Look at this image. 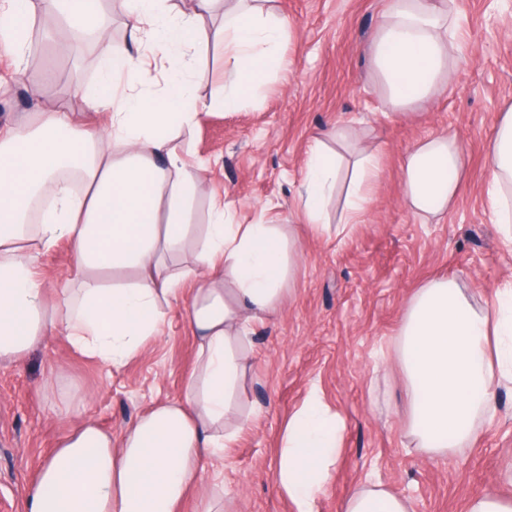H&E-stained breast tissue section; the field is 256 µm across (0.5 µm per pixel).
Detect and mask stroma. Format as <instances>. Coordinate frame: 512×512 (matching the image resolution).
<instances>
[{
    "label": "stroma",
    "instance_id": "35a3bbf8",
    "mask_svg": "<svg viewBox=\"0 0 512 512\" xmlns=\"http://www.w3.org/2000/svg\"><path fill=\"white\" fill-rule=\"evenodd\" d=\"M459 26L449 76L429 101L394 113L368 47L389 0H271L288 22L283 65L234 112L203 113L188 143L189 163L206 183L195 221L207 223L212 198L229 203L239 224L296 228L291 280L271 320L255 323L243 402L260 413L204 478L224 488L231 512H293L275 487L276 451L288 417L310 388L344 424L336 469L319 512H338L357 484L378 482L408 498L413 512H466L476 494L512 496L502 471L512 464V387L498 389L499 415L477 443L441 461L412 451L397 342L405 303L437 276L456 277L478 302L512 283V252L494 223L484 172L487 145L512 110V0H447ZM103 43L73 60L57 46H28L31 70L73 71L94 86ZM205 72L194 92L224 90V52L211 43L196 59ZM53 80H12L0 60V122L57 104ZM347 126L345 159L378 153L382 172L361 223L339 236L310 226L298 203L316 136ZM454 135L466 155L456 200L426 218L403 200V163L417 142ZM72 257L59 242L36 262L59 300ZM196 344L185 304L173 305L164 336L115 369L50 337L22 368L0 367V512H24L35 471L54 448L66 407L120 434L153 402L178 400L194 368Z\"/></svg>",
    "mask_w": 512,
    "mask_h": 512
}]
</instances>
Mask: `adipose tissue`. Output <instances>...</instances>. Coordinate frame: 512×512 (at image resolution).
<instances>
[{"label":"adipose tissue","instance_id":"adipose-tissue-1","mask_svg":"<svg viewBox=\"0 0 512 512\" xmlns=\"http://www.w3.org/2000/svg\"><path fill=\"white\" fill-rule=\"evenodd\" d=\"M178 14L168 0H120L130 43H110L103 0H0V52L24 61L34 20L66 21L108 42L102 76L80 89L82 113L51 108L0 126V366H21L48 336L118 368L161 336L173 303L185 301L197 341L196 368L179 400L155 403L113 437L95 422L62 418L38 469L26 512H180L205 463L249 423L240 389L254 322L273 317L290 275L295 238L277 224H228L213 200L209 223L192 222L203 188L175 144L197 121L190 52L209 41L204 14L223 12L224 94L237 110L279 65L288 24L265 0H195ZM458 50L455 22L439 0H391L370 45L387 101H427ZM165 66L156 83L151 66ZM75 166L78 182L65 176ZM488 193L512 247V113L485 156ZM465 155L455 137L417 144L403 172L412 210L438 215L456 199ZM381 173L370 152L350 163L315 140L301 206L322 225L331 193L345 181L343 224L367 210ZM66 241L73 259L59 307L35 270ZM412 448L448 457L470 447L495 418L496 389L512 383V286L495 306L476 303L451 277L428 281L406 304L398 332ZM341 449V424L317 391L289 416L280 439L276 487L293 512H317ZM340 512H409L379 483L359 484Z\"/></svg>","mask_w":512,"mask_h":512}]
</instances>
